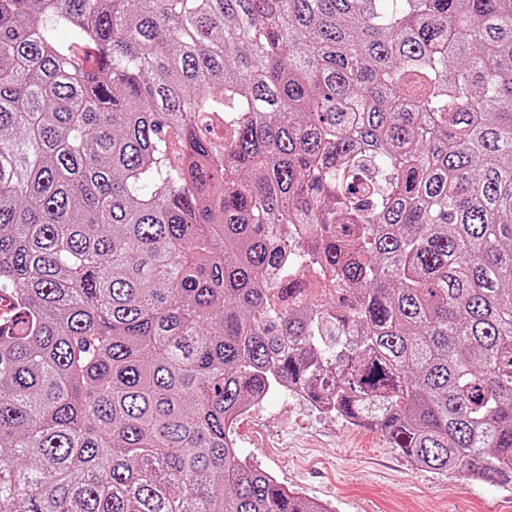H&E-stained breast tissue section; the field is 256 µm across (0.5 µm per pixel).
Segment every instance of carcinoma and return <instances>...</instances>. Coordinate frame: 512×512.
<instances>
[{
	"label": "carcinoma",
	"instance_id": "obj_1",
	"mask_svg": "<svg viewBox=\"0 0 512 512\" xmlns=\"http://www.w3.org/2000/svg\"><path fill=\"white\" fill-rule=\"evenodd\" d=\"M4 298L0 512H333L285 385L512 488V0H0Z\"/></svg>",
	"mask_w": 512,
	"mask_h": 512
}]
</instances>
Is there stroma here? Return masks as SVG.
I'll return each mask as SVG.
<instances>
[{"instance_id":"obj_1","label":"stroma","mask_w":512,"mask_h":512,"mask_svg":"<svg viewBox=\"0 0 512 512\" xmlns=\"http://www.w3.org/2000/svg\"><path fill=\"white\" fill-rule=\"evenodd\" d=\"M235 437L251 464L333 512H512V490L417 468L377 431L278 392Z\"/></svg>"}]
</instances>
